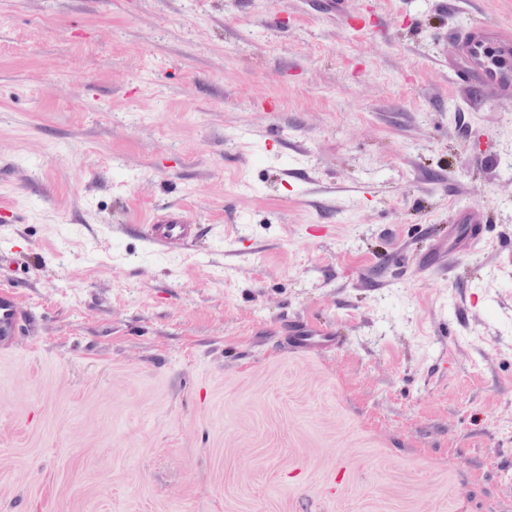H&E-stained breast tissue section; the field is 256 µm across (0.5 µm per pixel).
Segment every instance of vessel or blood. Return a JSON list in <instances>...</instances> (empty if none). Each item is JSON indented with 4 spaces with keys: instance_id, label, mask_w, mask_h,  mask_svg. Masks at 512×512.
Returning a JSON list of instances; mask_svg holds the SVG:
<instances>
[{
    "instance_id": "b4317fda",
    "label": "vessel or blood",
    "mask_w": 512,
    "mask_h": 512,
    "mask_svg": "<svg viewBox=\"0 0 512 512\" xmlns=\"http://www.w3.org/2000/svg\"><path fill=\"white\" fill-rule=\"evenodd\" d=\"M451 71L456 81L480 87L500 97H512V33L490 25L468 30L458 40ZM462 221L467 224L468 232L457 247L447 250L440 265L441 271L451 268L458 252L473 249L486 241L482 206H474ZM142 235L147 241L168 249L195 243L201 235V228L185 213L167 211L144 225ZM27 318L28 311L19 303L14 289L1 286L0 343L10 344ZM334 343L329 333L302 321L293 323L288 338L289 347L296 350L325 349Z\"/></svg>"
}]
</instances>
